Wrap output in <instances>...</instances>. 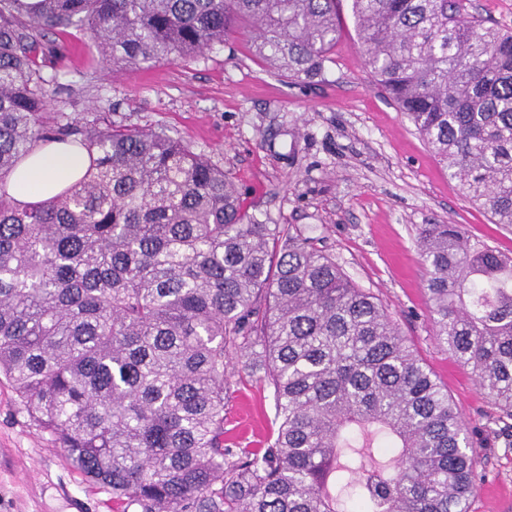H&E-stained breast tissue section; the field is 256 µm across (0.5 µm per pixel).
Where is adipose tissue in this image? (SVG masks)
Returning <instances> with one entry per match:
<instances>
[{"mask_svg":"<svg viewBox=\"0 0 512 512\" xmlns=\"http://www.w3.org/2000/svg\"><path fill=\"white\" fill-rule=\"evenodd\" d=\"M88 166L84 149L53 142L23 158L7 177L5 188L19 203L44 201L81 178Z\"/></svg>","mask_w":512,"mask_h":512,"instance_id":"adipose-tissue-1","label":"adipose tissue"}]
</instances>
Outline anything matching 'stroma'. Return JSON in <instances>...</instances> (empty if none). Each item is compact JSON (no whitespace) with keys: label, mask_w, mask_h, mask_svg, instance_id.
Instances as JSON below:
<instances>
[{"label":"stroma","mask_w":512,"mask_h":512,"mask_svg":"<svg viewBox=\"0 0 512 512\" xmlns=\"http://www.w3.org/2000/svg\"><path fill=\"white\" fill-rule=\"evenodd\" d=\"M55 41L62 51L51 114L79 122L94 108L116 127L164 129L224 169L248 216L305 229L377 295L477 431L484 478L470 512H512V437L488 431L496 406L436 340L415 244L421 225L458 224L512 255V226L466 199L386 100L364 66L352 17L313 82L271 69L246 28L200 55L130 72L100 68L96 47L79 33ZM228 386L227 444L263 447L273 433L270 390L237 363ZM0 512H112L111 492L72 467L3 376Z\"/></svg>","instance_id":"1"}]
</instances>
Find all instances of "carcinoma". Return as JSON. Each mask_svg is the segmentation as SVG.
<instances>
[{"label":"carcinoma","instance_id":"carcinoma-1","mask_svg":"<svg viewBox=\"0 0 512 512\" xmlns=\"http://www.w3.org/2000/svg\"><path fill=\"white\" fill-rule=\"evenodd\" d=\"M343 0H0V374L113 512H469L475 432L380 300L317 239L247 217L224 170L163 129L49 121L45 68L87 36L103 68L178 60L247 24L275 70L322 76ZM375 84L512 225V30L459 0H350ZM82 178L21 205L38 147ZM429 319L512 420V256L423 224ZM261 356L264 448L224 447L225 371ZM87 152L64 143H50L23 158L5 180L8 195L22 204L52 198L83 176Z\"/></svg>","mask_w":512,"mask_h":512}]
</instances>
